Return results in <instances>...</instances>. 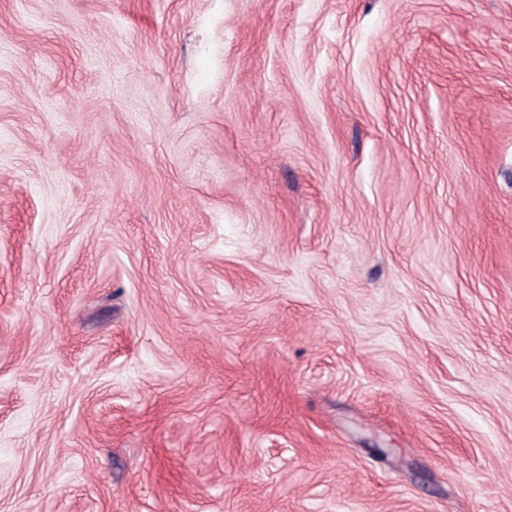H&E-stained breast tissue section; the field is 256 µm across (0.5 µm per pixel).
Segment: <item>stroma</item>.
I'll list each match as a JSON object with an SVG mask.
<instances>
[{
  "mask_svg": "<svg viewBox=\"0 0 512 512\" xmlns=\"http://www.w3.org/2000/svg\"><path fill=\"white\" fill-rule=\"evenodd\" d=\"M0 512H512V0H0Z\"/></svg>",
  "mask_w": 512,
  "mask_h": 512,
  "instance_id": "1",
  "label": "stroma"
}]
</instances>
